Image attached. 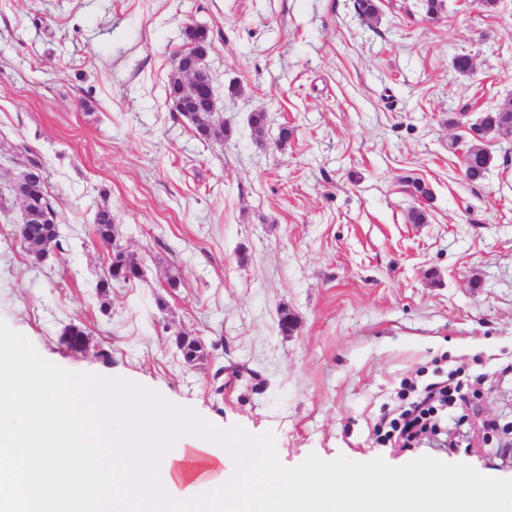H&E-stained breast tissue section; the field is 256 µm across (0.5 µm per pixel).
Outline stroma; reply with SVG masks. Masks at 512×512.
<instances>
[{
  "instance_id": "obj_1",
  "label": "stroma",
  "mask_w": 512,
  "mask_h": 512,
  "mask_svg": "<svg viewBox=\"0 0 512 512\" xmlns=\"http://www.w3.org/2000/svg\"><path fill=\"white\" fill-rule=\"evenodd\" d=\"M380 6L371 22L353 0H0V144L41 153L70 243L31 262L8 199L0 321L65 370L132 376L219 428L272 433L287 467L429 456L512 479L494 455L512 428V133L484 139L477 181L450 147L512 104V0H445L437 20L416 0ZM191 24L213 37L220 142L196 139L166 96ZM104 203L144 270L105 298ZM419 207L426 223H410ZM74 322L87 351L62 341ZM179 331L202 341L197 365ZM460 366L457 447L376 443L403 383Z\"/></svg>"
}]
</instances>
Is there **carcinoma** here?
<instances>
[{
  "mask_svg": "<svg viewBox=\"0 0 512 512\" xmlns=\"http://www.w3.org/2000/svg\"><path fill=\"white\" fill-rule=\"evenodd\" d=\"M354 8L361 17L371 21L379 16L380 0H354ZM183 37L189 49L179 58L178 68L188 72L192 70L194 55L211 49L213 38L209 29L202 25L185 27ZM211 104L210 91L201 86L188 102L190 111L180 113V117L198 138L208 141L222 140L226 129L215 131L203 121ZM482 128L485 131L511 132L512 106H504L486 113L482 120ZM489 162L490 158L483 147L476 143L468 145L464 155L465 176L471 181L483 178ZM23 163L24 169L11 182L10 191L15 199L22 203L26 213V221L19 228V236L25 241L27 253L32 259L39 261L45 250L62 251L64 247L47 176L43 174L32 178L29 175L33 167L45 169L43 159L38 152L27 148ZM94 235L99 243L112 246L107 264L96 283L98 295L106 296L116 285H129L141 279L142 272L134 264L132 256L113 245L115 225L112 209L107 205L99 207L95 213ZM176 342L186 363H194L203 358L202 345L196 337L179 332L176 335Z\"/></svg>",
  "mask_w": 512,
  "mask_h": 512,
  "instance_id": "obj_1",
  "label": "carcinoma"
}]
</instances>
